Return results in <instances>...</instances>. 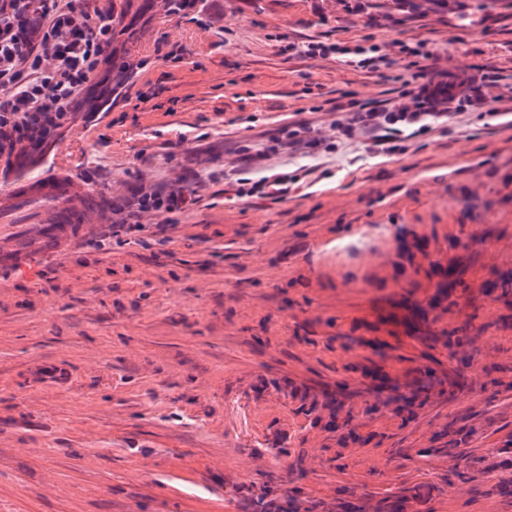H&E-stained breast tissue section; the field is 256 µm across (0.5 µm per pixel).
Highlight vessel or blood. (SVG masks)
<instances>
[{"label":"vessel or blood","mask_w":512,"mask_h":512,"mask_svg":"<svg viewBox=\"0 0 512 512\" xmlns=\"http://www.w3.org/2000/svg\"><path fill=\"white\" fill-rule=\"evenodd\" d=\"M14 167L21 178L0 187V226L10 227L13 215L19 213L42 208L50 211L49 219L39 225L35 236L0 241V267L24 270L33 253L61 251L83 214L79 197L67 179L40 174L37 165L24 157L16 159Z\"/></svg>","instance_id":"obj_1"}]
</instances>
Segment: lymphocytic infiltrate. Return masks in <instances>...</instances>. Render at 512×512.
<instances>
[{
  "label": "lymphocytic infiltrate",
  "mask_w": 512,
  "mask_h": 512,
  "mask_svg": "<svg viewBox=\"0 0 512 512\" xmlns=\"http://www.w3.org/2000/svg\"><path fill=\"white\" fill-rule=\"evenodd\" d=\"M28 0H0V162L12 167L19 156L36 158L56 142L88 111L86 94L98 89L100 97L114 94L112 70V15L90 0H43L41 11H31ZM306 57L336 56L348 65L372 72L391 66L397 57L417 58L413 72L403 79L392 101L376 103L352 99L340 104L341 119L329 132L314 131L305 121L278 129L271 146L241 147L232 166L235 195L239 198L284 199L297 184L290 173L263 174L270 153L289 150L312 154L334 149L341 140L369 138L378 152L393 155L416 131L447 122L457 105L486 103V90L496 88L499 72L481 69L479 76L454 75L439 64L440 56L426 41L398 39L368 46L356 43L309 42ZM258 179L244 178V171ZM191 202L184 178L171 183L138 181L112 200L111 237L119 239L144 232V217L173 222Z\"/></svg>",
  "instance_id": "f902f5d3"
}]
</instances>
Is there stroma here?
Segmentation results:
<instances>
[{"mask_svg": "<svg viewBox=\"0 0 512 512\" xmlns=\"http://www.w3.org/2000/svg\"><path fill=\"white\" fill-rule=\"evenodd\" d=\"M334 0H205L157 11L106 112L48 146L45 174L125 193L184 175L168 233L116 242L90 214L33 277L0 268V512H242L265 487L305 506L399 498L403 512H512V0H426L373 25ZM420 38L449 71L502 75L464 107L371 152L279 153L281 202L220 171L336 101L389 100L386 77L285 55L311 40ZM180 44V62L167 61ZM433 389L416 418L369 410L377 387ZM334 395L336 413L324 409Z\"/></svg>", "mask_w": 512, "mask_h": 512, "instance_id": "obj_1", "label": "stroma"}]
</instances>
